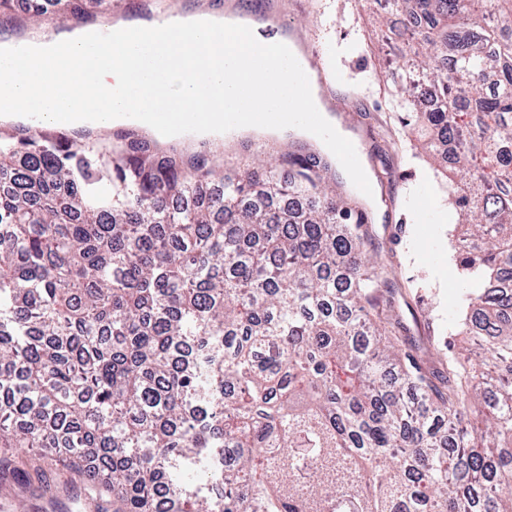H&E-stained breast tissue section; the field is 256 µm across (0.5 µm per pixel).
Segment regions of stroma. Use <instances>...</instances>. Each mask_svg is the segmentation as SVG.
<instances>
[{"label": "stroma", "instance_id": "stroma-1", "mask_svg": "<svg viewBox=\"0 0 512 512\" xmlns=\"http://www.w3.org/2000/svg\"><path fill=\"white\" fill-rule=\"evenodd\" d=\"M153 10L200 6L221 10L238 3L278 15L281 30L317 34L323 61L335 80L331 105L349 101L342 113L359 139L361 153L380 188L378 204L339 171L329 174L336 201L369 210L367 255L381 258L391 275L392 315L405 348L430 372L442 371L449 357H475L479 346L448 332L460 316L461 279L452 262L459 216L448 203V180L417 140L406 113L396 108L403 44L391 32L394 19L382 0H149ZM201 150L216 169L257 161L279 163L285 153L311 154L312 141L268 137L262 145L238 138L234 154L218 139ZM50 488L32 494L13 477L0 479V512H97L94 501L71 483L69 473L48 472Z\"/></svg>", "mask_w": 512, "mask_h": 512}]
</instances>
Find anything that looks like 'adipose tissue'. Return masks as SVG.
Masks as SVG:
<instances>
[{"instance_id": "1", "label": "adipose tissue", "mask_w": 512, "mask_h": 512, "mask_svg": "<svg viewBox=\"0 0 512 512\" xmlns=\"http://www.w3.org/2000/svg\"><path fill=\"white\" fill-rule=\"evenodd\" d=\"M264 22L237 15L188 9L163 21H116L111 34L90 26L31 40L17 59L0 41V120L26 121L29 113L71 127L110 128L133 112H171L188 116L194 135L233 133L316 140L314 128L271 124L267 112H314L336 138L355 143V135L323 102L316 76L297 70L300 47L289 34L264 37ZM106 58L96 86L85 80L90 54ZM168 72L160 81L153 65ZM242 119L225 127L224 115Z\"/></svg>"}]
</instances>
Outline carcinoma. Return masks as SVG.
<instances>
[{"mask_svg": "<svg viewBox=\"0 0 512 512\" xmlns=\"http://www.w3.org/2000/svg\"><path fill=\"white\" fill-rule=\"evenodd\" d=\"M389 5L467 228L453 331L493 371L438 379L402 349L313 154L284 185L138 139L4 136L0 448L65 449L101 512H512V0Z\"/></svg>", "mask_w": 512, "mask_h": 512, "instance_id": "carcinoma-1", "label": "carcinoma"}]
</instances>
